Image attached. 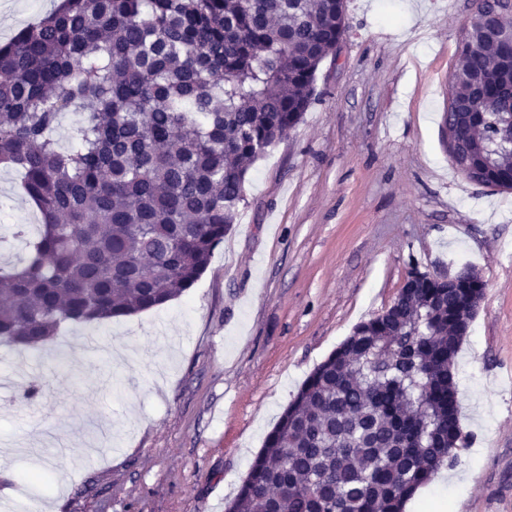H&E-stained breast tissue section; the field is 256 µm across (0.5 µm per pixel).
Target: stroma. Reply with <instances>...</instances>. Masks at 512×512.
Wrapping results in <instances>:
<instances>
[{
    "label": "stroma",
    "mask_w": 512,
    "mask_h": 512,
    "mask_svg": "<svg viewBox=\"0 0 512 512\" xmlns=\"http://www.w3.org/2000/svg\"><path fill=\"white\" fill-rule=\"evenodd\" d=\"M58 0H0V44ZM474 0H348L337 60L184 295L63 324L49 351L0 342V452L13 512H212L231 500L313 368L395 299L411 268L485 284L456 357L454 468L408 512H512V191L469 181L442 140ZM0 167V265L36 212ZM99 347L91 350L87 338ZM39 480H30V473Z\"/></svg>",
    "instance_id": "stroma-1"
}]
</instances>
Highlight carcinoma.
<instances>
[{"label":"carcinoma","instance_id":"obj_1","mask_svg":"<svg viewBox=\"0 0 512 512\" xmlns=\"http://www.w3.org/2000/svg\"><path fill=\"white\" fill-rule=\"evenodd\" d=\"M347 0H60L0 47V165L39 211L0 267V340L174 300L234 223L249 170L302 120ZM79 112L71 146L55 138ZM477 184L512 191V37L459 42L448 111ZM414 268L301 384L225 512H404L464 443L455 358L484 298Z\"/></svg>","mask_w":512,"mask_h":512}]
</instances>
